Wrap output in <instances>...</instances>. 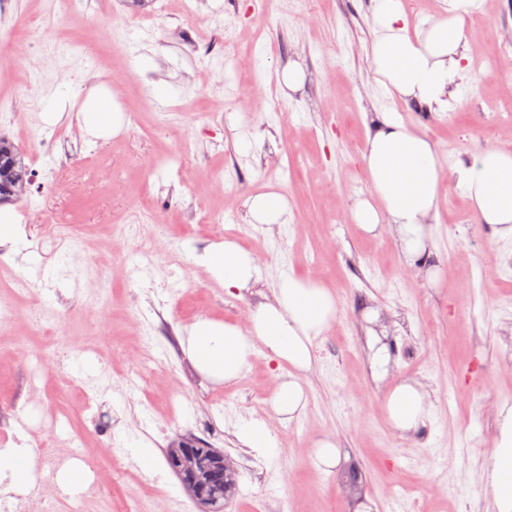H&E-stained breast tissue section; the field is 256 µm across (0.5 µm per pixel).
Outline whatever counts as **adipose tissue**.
<instances>
[{
    "label": "adipose tissue",
    "instance_id": "1",
    "mask_svg": "<svg viewBox=\"0 0 512 512\" xmlns=\"http://www.w3.org/2000/svg\"><path fill=\"white\" fill-rule=\"evenodd\" d=\"M372 2L374 84L386 95L434 112L447 111L465 70L464 22L481 9L483 0H448L444 14L415 33L409 30L405 0ZM76 119L93 137L109 138L124 128L123 113L102 86L87 92ZM366 126L363 158L372 191L354 202L349 216L366 234L387 229L405 263L420 269L429 282H438L441 270L430 262L443 180L438 152L399 113H367ZM457 175L480 222L491 225L498 239L511 241L512 151L481 149L460 163ZM192 262L228 290L251 288L259 274L255 256L232 240L206 247ZM337 313L333 292L311 277L288 271L281 273L271 297L251 311L247 326L202 316L185 327L180 344L196 370L216 384L236 382L259 345L271 360L287 364V371L276 377L270 400L274 415L286 424L307 408L306 376L314 367V342L330 329ZM383 413L392 429L410 433L431 419L432 403L420 383L402 379L387 391ZM500 417L491 487L497 512H512V407L502 408ZM0 475L10 476L18 489L31 485V449L0 448Z\"/></svg>",
    "mask_w": 512,
    "mask_h": 512
}]
</instances>
